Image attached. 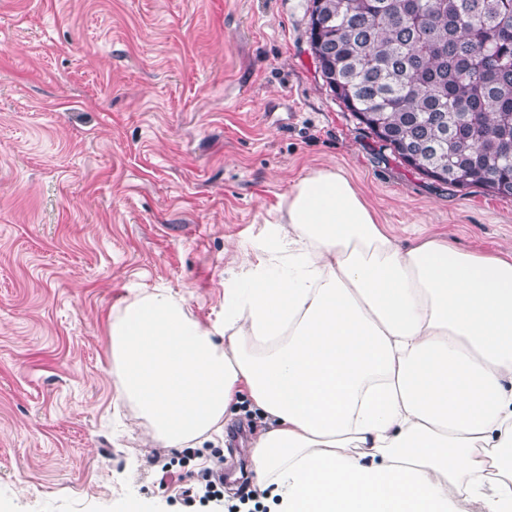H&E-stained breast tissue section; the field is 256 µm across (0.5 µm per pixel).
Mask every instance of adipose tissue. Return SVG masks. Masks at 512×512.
Masks as SVG:
<instances>
[{"instance_id":"obj_1","label":"adipose tissue","mask_w":512,"mask_h":512,"mask_svg":"<svg viewBox=\"0 0 512 512\" xmlns=\"http://www.w3.org/2000/svg\"><path fill=\"white\" fill-rule=\"evenodd\" d=\"M200 323L170 290L113 312L112 375L163 448L267 422L275 512H512V260L400 244L339 169L292 184Z\"/></svg>"}]
</instances>
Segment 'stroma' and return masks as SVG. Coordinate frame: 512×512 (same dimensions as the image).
Listing matches in <instances>:
<instances>
[{
	"mask_svg": "<svg viewBox=\"0 0 512 512\" xmlns=\"http://www.w3.org/2000/svg\"><path fill=\"white\" fill-rule=\"evenodd\" d=\"M308 0H0V512H216L160 485L114 406L109 316L170 289L205 323L291 185L342 168L400 242L512 256V197L401 163L323 83ZM263 417L241 404L224 481Z\"/></svg>",
	"mask_w": 512,
	"mask_h": 512,
	"instance_id": "35a3bbf8",
	"label": "stroma"
}]
</instances>
